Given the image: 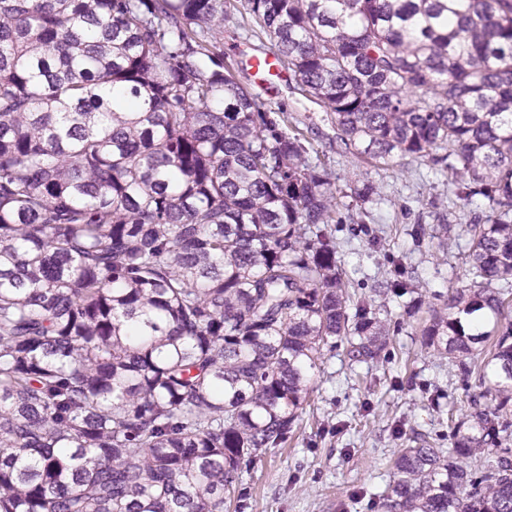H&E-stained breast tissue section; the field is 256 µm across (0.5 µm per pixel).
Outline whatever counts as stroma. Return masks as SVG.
Masks as SVG:
<instances>
[{"label": "stroma", "mask_w": 512, "mask_h": 512, "mask_svg": "<svg viewBox=\"0 0 512 512\" xmlns=\"http://www.w3.org/2000/svg\"><path fill=\"white\" fill-rule=\"evenodd\" d=\"M220 45L238 64L237 80L259 92L248 61L261 40L248 16L225 21ZM267 100L300 121L333 173L341 220L331 231L356 296L376 297L400 265L429 298L470 284L466 226L486 215L484 201L460 207L446 176L408 156L386 166L361 161L337 141L334 119L296 84L281 83ZM357 180L378 185L380 200L358 206L347 194ZM376 299L390 327L382 361L371 368L351 364L342 342L325 350L287 443L266 452L253 474L249 512H370L362 494L385 489L397 451L417 436L447 447L454 419L484 394L477 376L462 375L423 346L424 318L408 316L405 299Z\"/></svg>", "instance_id": "35a3bbf8"}]
</instances>
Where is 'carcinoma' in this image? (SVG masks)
I'll return each instance as SVG.
<instances>
[{"instance_id":"carcinoma-1","label":"carcinoma","mask_w":512,"mask_h":512,"mask_svg":"<svg viewBox=\"0 0 512 512\" xmlns=\"http://www.w3.org/2000/svg\"><path fill=\"white\" fill-rule=\"evenodd\" d=\"M240 10L346 148L487 202L421 336L489 399L371 507L512 512V0H0V512H247L323 349L381 359L330 168L218 45Z\"/></svg>"}]
</instances>
